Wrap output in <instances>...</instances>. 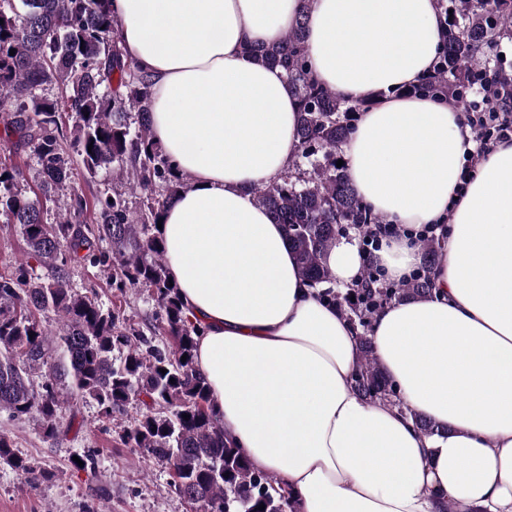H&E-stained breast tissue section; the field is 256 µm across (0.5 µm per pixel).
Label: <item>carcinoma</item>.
Listing matches in <instances>:
<instances>
[{"instance_id":"obj_1","label":"carcinoma","mask_w":512,"mask_h":512,"mask_svg":"<svg viewBox=\"0 0 512 512\" xmlns=\"http://www.w3.org/2000/svg\"><path fill=\"white\" fill-rule=\"evenodd\" d=\"M21 2V12L0 6V112L10 116L7 137L32 149L45 194L70 188L79 168L86 179L105 172L128 181L141 203L133 211L121 194L100 191L89 202L75 192L69 216L49 224L39 202L18 190L21 167L0 165V215L20 225L31 257L49 271L36 277L21 263L0 275V412L15 419L37 414L43 437L54 441L63 382L69 395L95 401L108 423L123 420L137 402L142 410L123 427L122 441L169 464L176 492L200 512H284L288 489L250 465L210 408L194 360L202 328L169 283L157 223L189 178L153 139L152 76L126 53L109 0ZM435 2L452 14L433 72L410 92L463 101L499 39L512 38V0ZM245 52L281 67L299 100L300 154L277 181L254 185L252 197L283 226L300 273L314 286L330 284L327 254L344 226L384 223L356 193L346 166H336L355 130L352 114L374 99L350 100L315 80L302 21L278 42ZM52 85L63 101L46 94ZM88 209L95 214L90 224L83 219ZM421 249L426 265L410 282L371 288L360 281L344 292H326L358 329L362 361L354 388L370 403L400 404L369 333L379 309L432 290L440 242L428 238ZM77 267L107 274L122 297L145 293L155 306L153 328L136 329L97 293L68 287ZM49 313L62 322L53 335L41 319ZM0 462L28 475L34 486L45 477L2 433Z\"/></svg>"}]
</instances>
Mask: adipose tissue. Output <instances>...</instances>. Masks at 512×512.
<instances>
[{
	"instance_id": "obj_1",
	"label": "adipose tissue",
	"mask_w": 512,
	"mask_h": 512,
	"mask_svg": "<svg viewBox=\"0 0 512 512\" xmlns=\"http://www.w3.org/2000/svg\"><path fill=\"white\" fill-rule=\"evenodd\" d=\"M127 53L154 79L151 130L191 185L158 234L196 367L225 432L288 487L295 512H512V140L468 184L460 112L403 95L432 71L435 0H110ZM307 12L316 80L378 94L342 147L356 192L397 230L365 254L338 238V289L366 263L400 282L425 225L448 227L429 296L380 309L374 356L401 406L354 388L358 331L299 272L284 230L249 192L300 152L284 71L255 62ZM422 415L441 427L425 436Z\"/></svg>"
}]
</instances>
